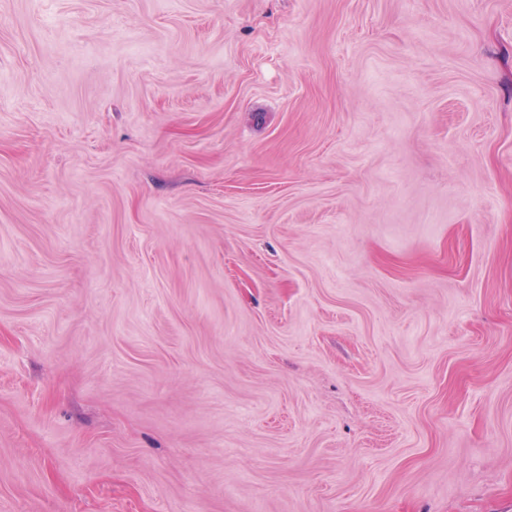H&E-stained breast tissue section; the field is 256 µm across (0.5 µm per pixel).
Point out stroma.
<instances>
[{"mask_svg": "<svg viewBox=\"0 0 512 512\" xmlns=\"http://www.w3.org/2000/svg\"><path fill=\"white\" fill-rule=\"evenodd\" d=\"M0 512H512V0H0Z\"/></svg>", "mask_w": 512, "mask_h": 512, "instance_id": "obj_1", "label": "stroma"}]
</instances>
